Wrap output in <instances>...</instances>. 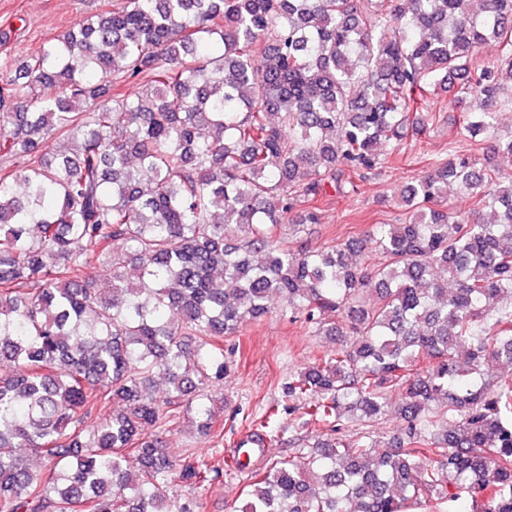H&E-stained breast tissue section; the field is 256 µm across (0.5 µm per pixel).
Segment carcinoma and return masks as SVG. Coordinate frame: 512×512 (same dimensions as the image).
<instances>
[{
    "label": "carcinoma",
    "mask_w": 512,
    "mask_h": 512,
    "mask_svg": "<svg viewBox=\"0 0 512 512\" xmlns=\"http://www.w3.org/2000/svg\"><path fill=\"white\" fill-rule=\"evenodd\" d=\"M505 80L512 0H112L1 61L0 512H200L169 492L222 469L163 433L192 412L224 440V343L274 296L338 347L250 422L240 512H512V381L490 371L512 365V169L450 156L407 185L403 224L280 235L422 134L439 88L460 136L493 135ZM395 389L397 445L347 433ZM295 413L328 432L276 458Z\"/></svg>",
    "instance_id": "cac0c4a2"
}]
</instances>
